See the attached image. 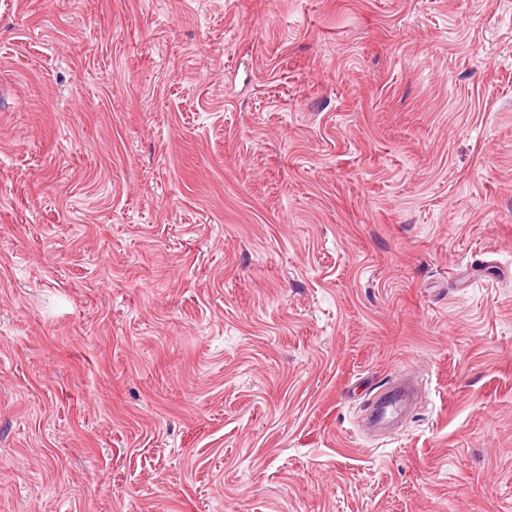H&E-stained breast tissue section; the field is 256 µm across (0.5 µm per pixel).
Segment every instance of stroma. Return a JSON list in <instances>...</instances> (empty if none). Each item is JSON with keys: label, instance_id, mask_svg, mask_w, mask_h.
Listing matches in <instances>:
<instances>
[{"label": "stroma", "instance_id": "stroma-1", "mask_svg": "<svg viewBox=\"0 0 512 512\" xmlns=\"http://www.w3.org/2000/svg\"><path fill=\"white\" fill-rule=\"evenodd\" d=\"M0 512H512V0H0ZM408 380V375L401 372L389 386L367 399L366 409L373 422L391 421L402 413L408 395Z\"/></svg>", "mask_w": 512, "mask_h": 512}]
</instances>
